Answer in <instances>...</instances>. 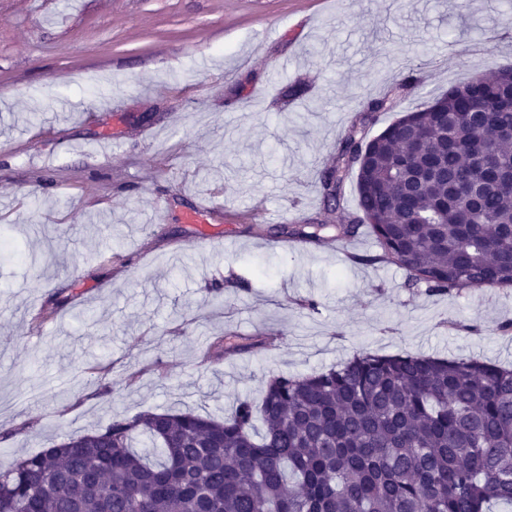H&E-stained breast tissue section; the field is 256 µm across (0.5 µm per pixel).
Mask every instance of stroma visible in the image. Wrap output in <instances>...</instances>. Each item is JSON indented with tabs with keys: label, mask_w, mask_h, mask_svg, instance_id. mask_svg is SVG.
Returning <instances> with one entry per match:
<instances>
[{
	"label": "stroma",
	"mask_w": 512,
	"mask_h": 512,
	"mask_svg": "<svg viewBox=\"0 0 512 512\" xmlns=\"http://www.w3.org/2000/svg\"><path fill=\"white\" fill-rule=\"evenodd\" d=\"M504 65L512 0H0V472L117 415L223 416L363 350L512 367V288H409L367 231L287 248L244 214L316 217L337 141L408 70L370 135ZM197 195L231 227L205 247ZM228 329L253 351L211 353ZM223 212V203L220 204L212 198L206 200H204V198L195 199V202L188 211L187 220L190 224H198L196 226V245L208 246L218 237L215 232L211 231L210 226L207 224L215 223L217 219L222 217Z\"/></svg>",
	"instance_id": "1"
}]
</instances>
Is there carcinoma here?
I'll return each mask as SVG.
<instances>
[{"label":"carcinoma","instance_id":"obj_1","mask_svg":"<svg viewBox=\"0 0 512 512\" xmlns=\"http://www.w3.org/2000/svg\"><path fill=\"white\" fill-rule=\"evenodd\" d=\"M452 86L373 138L418 81L370 99L320 177L324 219L367 227L410 287L512 288V67ZM356 172L357 209L336 223ZM261 420L263 434L254 423ZM142 437L146 450L133 442ZM512 505V368L362 351L279 373L215 419L144 410L67 435L0 474V512H488Z\"/></svg>","mask_w":512,"mask_h":512}]
</instances>
